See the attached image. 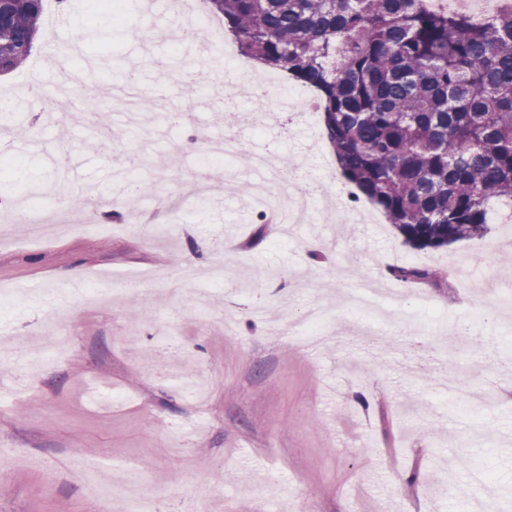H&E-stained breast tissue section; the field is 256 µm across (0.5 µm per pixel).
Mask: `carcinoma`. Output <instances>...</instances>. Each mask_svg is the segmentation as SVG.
<instances>
[{"label":"carcinoma","mask_w":512,"mask_h":512,"mask_svg":"<svg viewBox=\"0 0 512 512\" xmlns=\"http://www.w3.org/2000/svg\"><path fill=\"white\" fill-rule=\"evenodd\" d=\"M46 0H0V74L27 66ZM239 50L312 89L355 197L416 250L482 238L512 203V0L480 22L420 0H206ZM440 288L439 269L389 268Z\"/></svg>","instance_id":"cac0c4a2"}]
</instances>
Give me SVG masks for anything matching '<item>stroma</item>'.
<instances>
[{
    "instance_id": "1",
    "label": "stroma",
    "mask_w": 512,
    "mask_h": 512,
    "mask_svg": "<svg viewBox=\"0 0 512 512\" xmlns=\"http://www.w3.org/2000/svg\"><path fill=\"white\" fill-rule=\"evenodd\" d=\"M170 2L154 0L150 13L132 10L117 26L76 0L67 23L41 34L31 65L0 76V93L51 78L47 43H77L100 66L138 65L144 84L161 85L189 111L181 124L158 111L137 116L116 137L140 158L132 176L148 189L135 200L85 216L82 231L0 242V340L15 358L0 365V382L27 365L50 327L70 331L68 354L28 368L25 393L0 396V442L26 451L0 463V512H102L88 485L118 482L127 459L139 463L146 494L160 495V512H475L481 502L512 512V401L467 406L448 387L453 376L473 391L491 381L512 389V311L490 325L483 318L512 293L502 225L421 252L369 205L367 224L309 222L286 234L260 223L246 187L215 178L208 139L232 131L282 171L346 181L306 126L259 137L246 105L228 107L216 82L186 91L181 72L225 62L176 42L187 19ZM136 26L167 38L133 42ZM10 108L15 126L0 123V137L15 141L0 210L31 195L57 202L42 109L17 94ZM96 137L79 123L69 139L71 200L92 193L114 204L110 158L87 148ZM206 176L205 203L186 202L167 222L165 199ZM417 257L441 270L456 259L465 275L427 289L424 303L417 289L397 285L398 301L371 322L349 308L358 281ZM186 265L224 274L144 278ZM311 306L334 330L314 347L282 330ZM97 384L120 390L121 400L97 403ZM77 457L99 460L97 472L76 473ZM416 471L449 477L454 493L407 485Z\"/></svg>"
}]
</instances>
